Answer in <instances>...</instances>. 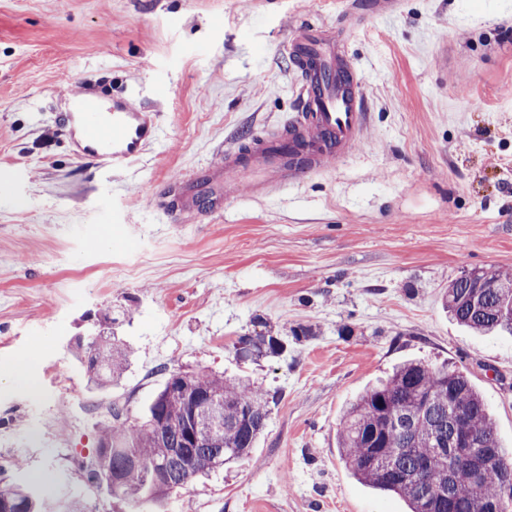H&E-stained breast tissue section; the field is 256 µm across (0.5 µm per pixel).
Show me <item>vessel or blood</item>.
<instances>
[{
    "label": "vessel or blood",
    "instance_id": "obj_1",
    "mask_svg": "<svg viewBox=\"0 0 512 512\" xmlns=\"http://www.w3.org/2000/svg\"><path fill=\"white\" fill-rule=\"evenodd\" d=\"M344 33L341 27L309 22L294 28L285 50L299 74L298 111L248 145L225 149L223 166L186 176L174 208L192 211L204 197L221 201L245 182L256 196L270 197L282 186L325 174L330 160L363 150L364 78L340 47ZM67 105L62 129L75 156L96 167L121 168L162 139L159 112L133 96L103 99L84 85Z\"/></svg>",
    "mask_w": 512,
    "mask_h": 512
}]
</instances>
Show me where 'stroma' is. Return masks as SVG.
Segmentation results:
<instances>
[{"mask_svg": "<svg viewBox=\"0 0 512 512\" xmlns=\"http://www.w3.org/2000/svg\"><path fill=\"white\" fill-rule=\"evenodd\" d=\"M351 0H0V485L47 512H131L80 467L112 406L138 416L169 372L249 377L274 394L239 464L149 512H407L348 471L343 411L400 362L463 370L512 448V336L449 319L464 272H512V0H400L345 50L365 76L369 145L271 198L240 186L187 222L157 189L224 163L296 111L284 51ZM86 79L128 89L163 136L131 170L74 158L58 116ZM112 318L133 349L97 392L78 338ZM278 357H247L244 335ZM241 353H256L257 355L275 356L282 349V344L274 336H241L238 341Z\"/></svg>", "mask_w": 512, "mask_h": 512, "instance_id": "obj_1", "label": "stroma"}]
</instances>
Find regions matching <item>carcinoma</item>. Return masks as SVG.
<instances>
[{"label":"carcinoma","instance_id":"cac0c4a2","mask_svg":"<svg viewBox=\"0 0 512 512\" xmlns=\"http://www.w3.org/2000/svg\"><path fill=\"white\" fill-rule=\"evenodd\" d=\"M477 280L484 287L476 288ZM445 308L461 326L479 333L512 334V274L473 270L445 291ZM239 351L275 356L274 336H242ZM75 355L89 388L112 386L125 372L130 351L112 329L76 342ZM212 397L215 407L198 410L193 437L182 427L188 397ZM275 396L247 377L226 379L197 371L172 372L140 419L129 423L115 405L112 421L84 467L87 481L106 486L112 497L141 506L218 468L243 459L265 429ZM465 415L471 447L456 444L454 408ZM342 460L365 484L403 499L409 512H485L492 503L512 512V453L501 448L488 405L463 371L410 360L366 389L346 410L337 434ZM0 512H44L32 487L0 486Z\"/></svg>","mask_w":512,"mask_h":512}]
</instances>
